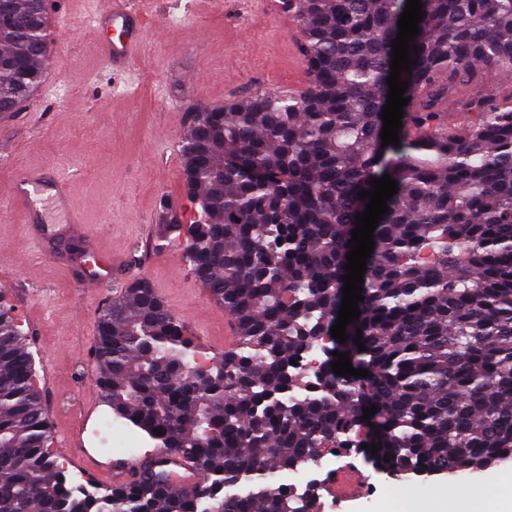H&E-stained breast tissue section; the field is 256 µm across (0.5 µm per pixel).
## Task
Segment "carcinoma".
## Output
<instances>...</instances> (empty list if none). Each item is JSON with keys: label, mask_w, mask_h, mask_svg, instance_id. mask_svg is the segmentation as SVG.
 Listing matches in <instances>:
<instances>
[{"label": "carcinoma", "mask_w": 512, "mask_h": 512, "mask_svg": "<svg viewBox=\"0 0 512 512\" xmlns=\"http://www.w3.org/2000/svg\"><path fill=\"white\" fill-rule=\"evenodd\" d=\"M406 2L288 0L306 87L191 112L180 155L195 212L162 200L158 240H181L189 271L234 321L235 346L201 370L143 278L100 316V399L205 481L177 492L150 459L110 487H74L48 449L33 359L0 294V512H310L315 488L278 490L267 477L344 440L382 445L374 459L395 476L462 475L512 455V102L474 97L449 131L440 116L482 66L512 76V0H421L418 61L400 75V147H384ZM47 12L48 0L0 10L1 113L45 80ZM386 173L398 193L374 232L359 319L325 350L311 391L291 399L300 359L338 319L348 242L369 202L359 194ZM335 351L368 377L336 375ZM243 477L251 489L224 494Z\"/></svg>", "instance_id": "obj_1"}]
</instances>
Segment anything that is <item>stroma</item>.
<instances>
[{"mask_svg": "<svg viewBox=\"0 0 512 512\" xmlns=\"http://www.w3.org/2000/svg\"><path fill=\"white\" fill-rule=\"evenodd\" d=\"M152 22L132 74L112 76L84 26L95 0H49L56 51L53 86L25 110L0 119V295L13 305L34 361L52 426L51 450L66 472L116 482L109 442L97 434L109 415L91 359L102 310L129 281L148 279L197 345V361L224 352L226 315L195 280L178 240L157 243L162 198L182 212L180 145L190 107H221L246 96L295 94L306 82L295 21L265 0H131ZM70 175L74 202L96 245L121 256L117 277L80 286L65 253L35 244L3 184L33 168ZM512 478V459L466 476L395 480L367 463L373 496L341 512H393L395 498L445 499L462 512L470 497L491 502L490 474Z\"/></svg>", "mask_w": 512, "mask_h": 512, "instance_id": "obj_1", "label": "stroma"}]
</instances>
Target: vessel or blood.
I'll return each mask as SVG.
<instances>
[{"label": "vessel or blood", "mask_w": 512, "mask_h": 512, "mask_svg": "<svg viewBox=\"0 0 512 512\" xmlns=\"http://www.w3.org/2000/svg\"><path fill=\"white\" fill-rule=\"evenodd\" d=\"M152 18L147 12L130 7L128 0H107L105 8L89 14L87 29L96 32L102 50V59L114 74L131 71L138 57L143 36ZM11 199L22 205L27 235L41 242H49L52 229L46 222L47 209H54L63 219L69 237L80 240L73 261L82 267L84 282L94 285L110 279L120 263L112 254L99 251L94 241L82 230L84 219L73 204L71 179L54 168L30 169L9 181ZM176 489L190 490L197 476L182 457L169 451H160Z\"/></svg>", "instance_id": "b4317fda"}]
</instances>
